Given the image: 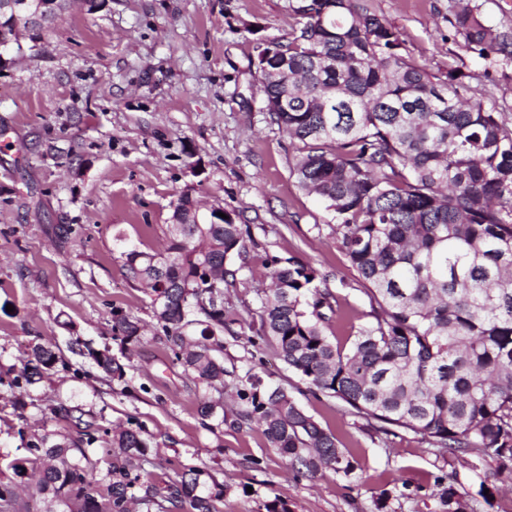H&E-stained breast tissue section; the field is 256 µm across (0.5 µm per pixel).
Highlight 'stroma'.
I'll list each match as a JSON object with an SVG mask.
<instances>
[{"label": "stroma", "mask_w": 512, "mask_h": 512, "mask_svg": "<svg viewBox=\"0 0 512 512\" xmlns=\"http://www.w3.org/2000/svg\"><path fill=\"white\" fill-rule=\"evenodd\" d=\"M400 33L402 52L433 74L468 73L472 98L512 120V59L489 64L452 26L456 0H367ZM298 0H105L87 10L68 0L54 27L24 54L0 63V367L36 343L67 349L74 338L120 355L112 311L141 320L121 381H104L91 359L69 354L21 400L0 385V457L25 458L23 435L74 431L49 421L50 404L89 412L109 427L136 420L152 437V474L208 466L223 481V512H264L279 497L290 512H437L440 485L468 493L474 512H512V486L478 494L495 465L440 455L412 433L379 431L336 399L313 394L266 344L247 343L272 260L312 264L337 293L336 334L367 322L365 285L344 255L336 223L302 190L295 149L264 109L256 45L288 38ZM247 226L224 302L234 320L224 339V426L201 424L205 387L173 362L144 288L129 281L117 243L144 251L167 244L172 204L183 191ZM71 227L68 242L54 230ZM281 386L359 467L345 479L289 470L256 425L233 426L235 386L247 369ZM389 497L377 510L381 491Z\"/></svg>", "instance_id": "stroma-1"}]
</instances>
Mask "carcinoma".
Wrapping results in <instances>:
<instances>
[{
  "instance_id": "obj_1",
  "label": "carcinoma",
  "mask_w": 512,
  "mask_h": 512,
  "mask_svg": "<svg viewBox=\"0 0 512 512\" xmlns=\"http://www.w3.org/2000/svg\"><path fill=\"white\" fill-rule=\"evenodd\" d=\"M304 19L287 41H270L275 76L256 68L265 110L295 145L291 173L336 220L341 248L368 285L371 320L349 345L327 334L339 307L320 272L290 259L272 261L260 296L256 340L300 373L313 394L351 413L412 432L441 452L496 462L512 479V124L462 98L468 75H432L402 53L398 31L358 0H299ZM455 32L486 61L512 55V34L486 26L457 0ZM173 231L162 252L124 246L128 277L149 290L154 317L173 359L210 392L224 389V286L227 260L244 248L233 218L212 224L192 194L173 203ZM113 339L140 342L142 327L112 310ZM70 351L121 380L110 351L75 341ZM63 360L31 346L7 383L22 397ZM238 420L255 422L290 468H323L346 479L357 461L280 387L248 369L236 391ZM202 420L224 425V407L206 399ZM109 450L89 454L98 433ZM26 458L0 465L37 472L20 501L17 483L0 480V512H223L224 483L191 467L158 485L142 427L86 422L78 435L32 434ZM439 512H470L453 485L438 493Z\"/></svg>"
}]
</instances>
